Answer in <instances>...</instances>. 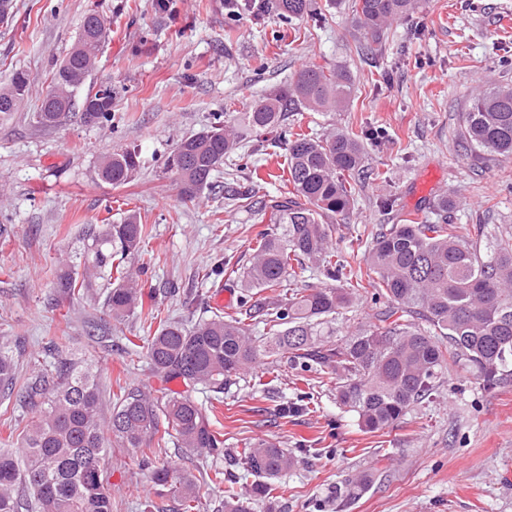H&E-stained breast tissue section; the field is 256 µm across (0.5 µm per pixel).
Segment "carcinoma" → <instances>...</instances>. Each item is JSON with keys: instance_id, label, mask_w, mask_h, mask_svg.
<instances>
[{"instance_id": "1", "label": "carcinoma", "mask_w": 512, "mask_h": 512, "mask_svg": "<svg viewBox=\"0 0 512 512\" xmlns=\"http://www.w3.org/2000/svg\"><path fill=\"white\" fill-rule=\"evenodd\" d=\"M308 0H278L279 9L301 17ZM418 0H354L355 23L373 42L384 29L408 16ZM107 36L104 20L85 17L71 51L60 62L42 100L37 123L55 126L73 116L86 125L108 120L112 92H75L91 72ZM26 75L15 72L0 89V114L14 112L29 95ZM350 94L345 75L305 66L288 88L264 97L234 121L212 126L176 144L168 168L181 182V194L196 199L214 188L212 175L243 138L280 125L288 112L339 108ZM462 138L475 150L512 159V85L480 93L462 114ZM362 135L342 130L327 137L294 133L288 140L290 195L269 200L274 227L260 233L245 279V293L233 315H214L190 327L166 322L147 345L154 371L181 379L193 391L220 394L262 359L289 354L336 374V404L353 413L361 430L376 433L397 424L415 406L436 397L443 376L465 369L492 390L512 378V235L485 246L459 234L448 223L453 202L439 200V223L382 224L372 234L364 266L348 270L345 257L330 243L331 221L346 213L357 195L355 174L363 167ZM139 156L125 149L105 158L98 176L114 186L129 183ZM144 225L129 215L119 224L88 230L82 270L59 276L68 295L107 282L104 303L123 319L138 308V291L125 262L139 253ZM314 262L334 285L292 293L287 302L267 301L264 292L283 287L294 266ZM385 304L375 322L350 336L337 337L321 325L343 314L357 295ZM263 325V336L250 334ZM23 401L40 407L17 442L20 451L0 452V512H25L16 494L31 492L38 512H112L104 474L112 433L122 448H141L165 426L164 436L180 448H219L222 442L198 402L188 393L161 402L133 387L100 422L101 399L95 375L65 359L37 373ZM297 459L277 444L259 440L244 465L253 477L256 500L273 497L274 480ZM166 496L187 502L194 494L190 475L167 466L154 471Z\"/></svg>"}]
</instances>
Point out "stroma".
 <instances>
[{
    "instance_id": "1",
    "label": "stroma",
    "mask_w": 512,
    "mask_h": 512,
    "mask_svg": "<svg viewBox=\"0 0 512 512\" xmlns=\"http://www.w3.org/2000/svg\"><path fill=\"white\" fill-rule=\"evenodd\" d=\"M350 3L310 0L304 17L291 18L271 0L237 16L222 0H14L0 22V87L20 69L30 93L0 115V350L17 366L11 394L0 395V449H16L32 417L18 395L58 356L91 367L106 418L126 389L161 401L183 391L181 380L151 370L147 339L164 320L235 314L236 305L215 304V288L242 295L224 260L249 266L269 224L261 201L293 189L289 132L371 131L357 200L332 232L351 266L362 262L373 229L436 221L444 196L455 201L448 221L463 234L479 225L512 233V160L470 152L460 138L472 96L512 84V0H420L388 26L377 53L367 51ZM91 13L106 19L108 37L87 81L111 83V116L94 126L76 118L42 126L43 93ZM312 63L348 76L343 111L287 113L225 159L215 191L184 199L166 168L176 144L279 92ZM124 149L139 155L132 181L100 180L103 157ZM131 214L145 226L127 261L142 309L117 321L103 296L60 294L57 276L82 265L88 225ZM335 383L317 365L282 358L259 362L224 394L195 391L223 447L112 446L104 464L112 512H223L225 490L251 483L244 450L260 439L298 462L281 477L280 496L250 503V512H512V381L486 391L454 372L434 402L375 434L337 405ZM162 465L193 476L194 501L174 503L155 485ZM361 474L369 485L338 506L333 487Z\"/></svg>"
}]
</instances>
